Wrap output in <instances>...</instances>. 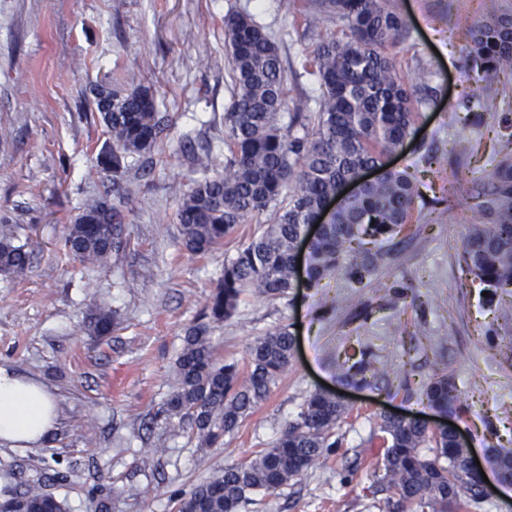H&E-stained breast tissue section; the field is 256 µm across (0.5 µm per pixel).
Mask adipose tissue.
Returning <instances> with one entry per match:
<instances>
[{
    "label": "adipose tissue",
    "instance_id": "obj_1",
    "mask_svg": "<svg viewBox=\"0 0 512 512\" xmlns=\"http://www.w3.org/2000/svg\"><path fill=\"white\" fill-rule=\"evenodd\" d=\"M56 423V406L48 388L0 367V445L17 448L44 442Z\"/></svg>",
    "mask_w": 512,
    "mask_h": 512
}]
</instances>
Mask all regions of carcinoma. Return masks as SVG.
Returning <instances> with one entry per match:
<instances>
[{
    "label": "carcinoma",
    "mask_w": 512,
    "mask_h": 512,
    "mask_svg": "<svg viewBox=\"0 0 512 512\" xmlns=\"http://www.w3.org/2000/svg\"><path fill=\"white\" fill-rule=\"evenodd\" d=\"M300 17L308 29L340 21L344 39L321 40L305 65L311 67L320 94L288 96L286 69L272 36L247 11L224 16V50L228 61L230 103L224 109L227 155L220 168L210 147L191 158V173L180 198L176 220L185 249L203 256L223 244L240 224H265L263 232L224 261L222 278L208 297L199 319L185 330L173 367L175 387L161 415L167 423L188 428L199 447L223 443L238 428L288 367L294 336L280 326L257 338L249 351V370L217 358L214 325L235 312L248 288L264 296H283L295 287L298 245L311 220L336 197L343 184L361 170L377 169V180L362 185L344 200L310 245L309 285L336 271L363 283L375 272L368 241L382 243L401 233L419 200L420 183L407 170L388 166L415 131L421 108L432 98L425 69L409 80L387 53L406 32L399 0H303ZM467 57L482 90L467 100L478 112L497 113L509 105L502 75L512 76V4L484 0L483 15L468 27ZM95 104L112 138L100 160L112 171L119 205L106 197L80 207L67 226L64 246L83 265L102 266L126 245L119 206L132 209L135 193L124 184L132 169L147 171L142 160L162 143L169 124L156 97L142 86L100 84ZM294 111L288 127L286 110ZM469 196L477 218L463 243V261L494 300L500 288L512 286V151L494 170L472 181ZM30 264L26 246L12 233L0 232V273L23 277ZM106 301L88 321L89 330L104 336L112 329ZM380 361L364 348L339 354L341 377L366 383L389 381ZM429 406L448 414L457 409V389L446 374H435L424 391ZM345 406L322 391L309 394L300 411L270 448L252 460L224 467L181 495L177 512H240L251 495L274 492L299 479L336 447L333 430ZM383 474L380 480L398 491L387 500L388 512H448L462 496L483 499L479 475L466 467V451L446 428H432L414 416L380 414ZM492 463L512 476V450H499ZM0 512H65L55 496L36 485L0 500Z\"/></svg>",
    "instance_id": "obj_1"
}]
</instances>
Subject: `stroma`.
Here are the masks:
<instances>
[{
	"label": "stroma",
	"instance_id": "1",
	"mask_svg": "<svg viewBox=\"0 0 512 512\" xmlns=\"http://www.w3.org/2000/svg\"><path fill=\"white\" fill-rule=\"evenodd\" d=\"M300 7L301 0H0V217L31 254L25 277L0 274V366L47 384L60 411L48 441L0 446V496L37 478L66 512H99L104 493L109 512H176L179 494L271 447L321 389L346 407L335 429L339 448L295 484L252 495L241 512H382L378 416L397 409L442 423L420 400L438 372L457 387L454 423L479 462L494 447L512 449V287L487 301L462 261L469 181L489 173L512 141L503 115L463 104L474 74L459 18L481 15V0H400L408 32L393 53L404 72L431 71L439 93L419 116L417 139L390 160L420 181L424 204L401 234L379 244L371 280L330 275L283 297L241 295L212 333L224 360L248 370L253 342L282 325L294 328L296 347L268 398L223 444L198 448L159 415L186 327L225 258L262 230L239 225L223 246L195 256L175 220L192 148L209 140L216 158L224 156V16L253 14L315 98L316 79L301 72L305 57L346 28L305 31ZM103 79L150 88L169 128L149 175L136 181L134 210L123 215L128 246L93 267L72 259L64 235L83 202L112 189L111 173L98 166L110 140L94 104ZM103 299L114 325L110 335L93 336L85 321ZM360 342L396 369L391 390L339 381L337 354Z\"/></svg>",
	"mask_w": 512,
	"mask_h": 512
}]
</instances>
